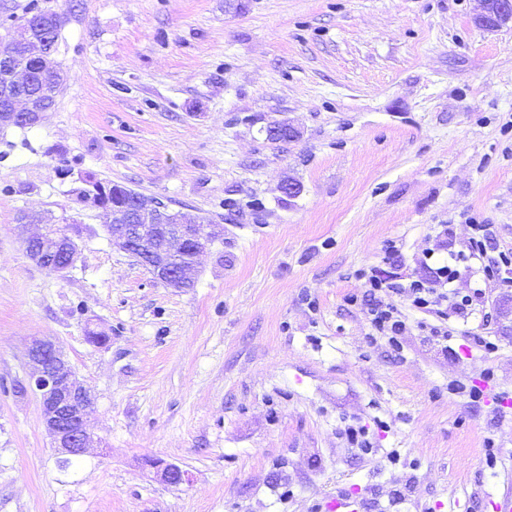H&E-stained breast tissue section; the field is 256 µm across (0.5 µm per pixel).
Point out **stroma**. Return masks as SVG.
Returning <instances> with one entry per match:
<instances>
[{
  "mask_svg": "<svg viewBox=\"0 0 512 512\" xmlns=\"http://www.w3.org/2000/svg\"><path fill=\"white\" fill-rule=\"evenodd\" d=\"M46 4L68 13L67 77L41 124L0 128V512H494L512 493V288L461 268L458 294L482 291L465 322L395 297L398 353L349 298L359 270L409 283L478 224L484 263L512 253V26L476 27L478 0ZM276 123L298 140H269ZM89 175L223 226L194 288L112 245L75 194ZM25 212L77 243L66 274L27 256ZM36 337L96 401L68 473L27 387ZM147 465L152 467L160 480L168 485L177 486L187 484L191 481V476L188 471L178 465L166 463L162 459H149Z\"/></svg>",
  "mask_w": 512,
  "mask_h": 512,
  "instance_id": "35a3bbf8",
  "label": "stroma"
}]
</instances>
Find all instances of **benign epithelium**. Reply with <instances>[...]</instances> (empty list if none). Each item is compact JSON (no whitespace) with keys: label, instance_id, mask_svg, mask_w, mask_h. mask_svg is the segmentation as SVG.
I'll use <instances>...</instances> for the list:
<instances>
[{"label":"benign epithelium","instance_id":"1","mask_svg":"<svg viewBox=\"0 0 512 512\" xmlns=\"http://www.w3.org/2000/svg\"><path fill=\"white\" fill-rule=\"evenodd\" d=\"M480 11L473 17L476 26L485 30H497L512 24V0H480ZM21 40L40 46L50 52L53 44L40 29L26 25ZM5 82L0 83V96L12 98L14 86L29 80V75L10 62L3 67ZM43 113L28 107L25 112H1L16 127L37 124ZM112 242L145 266L153 278L169 288L181 290L195 280V260L182 259L181 252L188 249L198 255L215 237L216 231L199 217L185 212L169 210L157 198L137 194L134 207L126 210L112 209V223L104 225ZM41 243L38 249L27 252L31 260L55 272L66 273L78 255L76 242L68 235L46 232L24 240ZM60 254L57 262L50 256ZM32 368L30 387L40 397L45 426L53 439L56 459L66 463L75 457H85L90 448L89 421L95 410V400L90 391L72 370L65 355L55 342L37 339L28 351ZM160 480L177 486L191 481L188 471L181 467L153 458L147 461Z\"/></svg>","mask_w":512,"mask_h":512}]
</instances>
